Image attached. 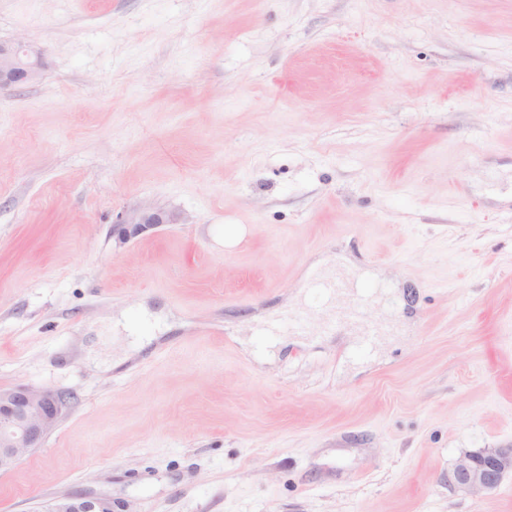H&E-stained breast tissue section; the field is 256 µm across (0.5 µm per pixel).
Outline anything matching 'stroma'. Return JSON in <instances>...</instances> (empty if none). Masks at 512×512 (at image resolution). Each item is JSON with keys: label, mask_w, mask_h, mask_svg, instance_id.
Wrapping results in <instances>:
<instances>
[{"label": "stroma", "mask_w": 512, "mask_h": 512, "mask_svg": "<svg viewBox=\"0 0 512 512\" xmlns=\"http://www.w3.org/2000/svg\"><path fill=\"white\" fill-rule=\"evenodd\" d=\"M18 40L0 388L69 403L0 512H512L448 485L512 445V0H0ZM41 74V51L23 41L0 43V87L35 81ZM180 216L160 210L145 209L132 214H121L112 225V235L120 243H127L143 232L161 226V224H177ZM313 291L320 295V301L324 304H332L334 299L344 291H351L356 305L365 304L370 298L369 289L347 288L346 284L340 280H331L316 283ZM48 512H114L108 499L83 496H65L53 500Z\"/></svg>", "instance_id": "stroma-1"}]
</instances>
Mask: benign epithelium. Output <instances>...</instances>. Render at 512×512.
<instances>
[{
  "label": "benign epithelium",
  "mask_w": 512,
  "mask_h": 512,
  "mask_svg": "<svg viewBox=\"0 0 512 512\" xmlns=\"http://www.w3.org/2000/svg\"><path fill=\"white\" fill-rule=\"evenodd\" d=\"M41 74V51L23 41L0 43V87L35 81ZM180 216L145 209L120 215L112 235L127 243L163 224H176ZM67 394L19 384L0 389V473L12 470L41 447L67 407ZM512 476V446L481 448L464 454L448 474V485L465 494L497 489ZM47 512H113L112 501L83 496L53 500Z\"/></svg>",
  "instance_id": "1"
}]
</instances>
